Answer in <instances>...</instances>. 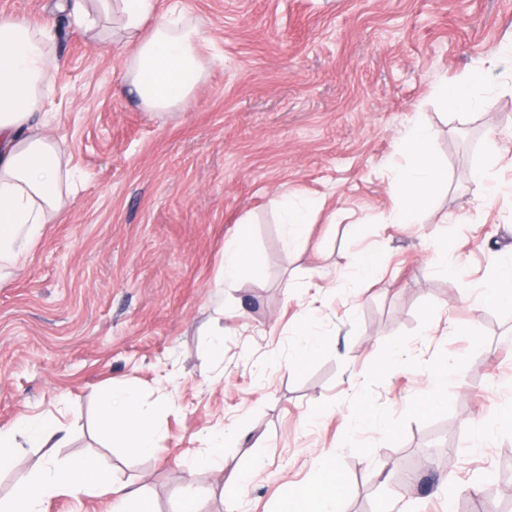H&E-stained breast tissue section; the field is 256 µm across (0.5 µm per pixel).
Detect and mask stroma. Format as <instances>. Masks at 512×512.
Wrapping results in <instances>:
<instances>
[{"mask_svg": "<svg viewBox=\"0 0 512 512\" xmlns=\"http://www.w3.org/2000/svg\"><path fill=\"white\" fill-rule=\"evenodd\" d=\"M185 2L206 77L167 115L130 93L125 48L52 0H0V16L53 30L48 132L75 175L63 219L0 281V427L63 414L57 462L98 456L154 512H225L237 476L236 512H278L324 461L347 485L344 512L512 498V308L469 291L512 255V61L471 113L436 95L512 36V0ZM417 122L442 179L392 224L397 147ZM482 167L497 194L474 180ZM285 195L313 206L293 243ZM239 233L260 263L217 286ZM358 253L375 256L371 276L350 275ZM308 316L323 341L296 364ZM443 359L448 403L432 408ZM114 386L135 388L160 428L153 455L104 429L97 396ZM365 410L379 425L355 429ZM480 423L491 435L476 448ZM225 428L239 437L223 471L194 474Z\"/></svg>", "mask_w": 512, "mask_h": 512, "instance_id": "obj_1", "label": "stroma"}]
</instances>
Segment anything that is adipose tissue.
<instances>
[{
    "mask_svg": "<svg viewBox=\"0 0 512 512\" xmlns=\"http://www.w3.org/2000/svg\"><path fill=\"white\" fill-rule=\"evenodd\" d=\"M157 0H58L56 9L77 25L92 30L101 17L111 18L115 32L130 47L125 79L139 103L148 110L172 112L184 107L206 67L200 35L187 20L182 0H168L156 15ZM50 35L28 22L0 16V270L17 263L37 241L45 225L65 209L63 168L54 140L44 128L50 114L41 95L53 71ZM487 82L477 67L458 80L440 85L437 95L463 110L477 106V91ZM432 131L415 125L404 146L406 163L391 182L402 205L391 220L401 224L407 210L418 205L439 184L441 171L431 152ZM99 408L113 437L144 455L156 448L158 428L139 412L137 392L114 387L99 396ZM55 416L23 418L0 428V464L16 461L21 441L49 445L65 433ZM111 496V512H151L136 488L114 486L110 473L96 458L81 456L59 465L46 455L42 466L18 485L12 499H0V512H48L60 494L79 491L86 479ZM342 480L334 467L322 465L315 486L289 494L280 512H342Z\"/></svg>",
    "mask_w": 512,
    "mask_h": 512,
    "instance_id": "1",
    "label": "adipose tissue"
}]
</instances>
